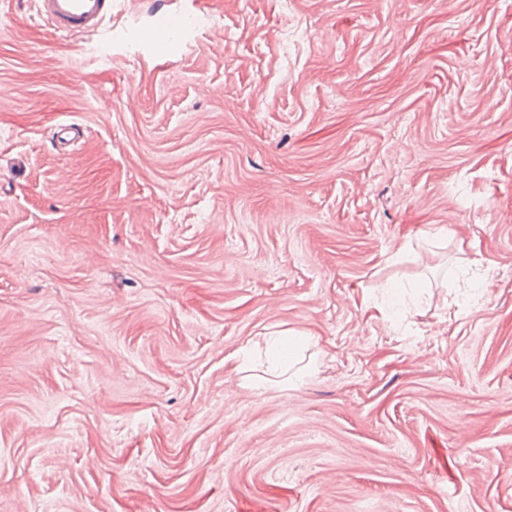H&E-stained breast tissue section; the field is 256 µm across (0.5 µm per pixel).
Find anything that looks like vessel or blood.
I'll list each match as a JSON object with an SVG mask.
<instances>
[{
    "instance_id": "vessel-or-blood-1",
    "label": "vessel or blood",
    "mask_w": 512,
    "mask_h": 512,
    "mask_svg": "<svg viewBox=\"0 0 512 512\" xmlns=\"http://www.w3.org/2000/svg\"><path fill=\"white\" fill-rule=\"evenodd\" d=\"M36 13L53 33L67 36H88L99 29L112 10V0H34ZM197 16L183 12L163 15L151 41L157 57L173 54L184 36L194 30Z\"/></svg>"
}]
</instances>
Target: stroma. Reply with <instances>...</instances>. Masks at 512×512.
<instances>
[{
  "instance_id": "1",
  "label": "stroma",
  "mask_w": 512,
  "mask_h": 512,
  "mask_svg": "<svg viewBox=\"0 0 512 512\" xmlns=\"http://www.w3.org/2000/svg\"><path fill=\"white\" fill-rule=\"evenodd\" d=\"M1 85L0 512H512V0H0ZM37 16L53 33L88 36L112 11V0H34ZM197 18L196 14L188 12L163 15L151 40L153 54L160 58L173 54L182 44L184 36L196 28ZM307 343L308 338L305 336H270L266 342L270 374L279 377L287 373L295 359L292 354L300 345Z\"/></svg>"
}]
</instances>
